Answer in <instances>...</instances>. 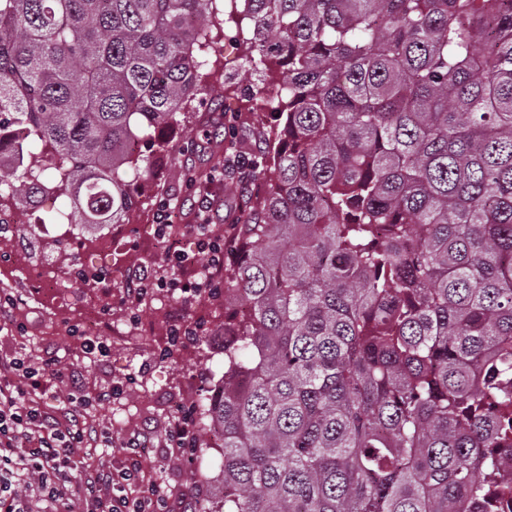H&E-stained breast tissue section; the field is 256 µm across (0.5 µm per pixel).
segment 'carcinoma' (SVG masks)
I'll return each instance as SVG.
<instances>
[{"label":"carcinoma","instance_id":"obj_1","mask_svg":"<svg viewBox=\"0 0 512 512\" xmlns=\"http://www.w3.org/2000/svg\"><path fill=\"white\" fill-rule=\"evenodd\" d=\"M234 24L255 96L223 468L192 512H512V0H0V200L123 224Z\"/></svg>","mask_w":512,"mask_h":512}]
</instances>
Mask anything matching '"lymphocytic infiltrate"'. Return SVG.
I'll list each match as a JSON object with an SVG mask.
<instances>
[{"instance_id": "f902f5d3", "label": "lymphocytic infiltrate", "mask_w": 512, "mask_h": 512, "mask_svg": "<svg viewBox=\"0 0 512 512\" xmlns=\"http://www.w3.org/2000/svg\"><path fill=\"white\" fill-rule=\"evenodd\" d=\"M196 198L197 244L208 255L197 279H183V268L194 259L173 246L164 266L142 270L127 283L130 295L160 288L178 301L222 290L224 240L210 231L214 201L203 191ZM65 376L55 357L41 364L20 354L0 357V512H30L33 498L41 502V512H175L158 483L143 475L140 439L127 441L120 465L78 464L76 449L111 447L112 435L89 421L85 395L56 402L55 386Z\"/></svg>"}]
</instances>
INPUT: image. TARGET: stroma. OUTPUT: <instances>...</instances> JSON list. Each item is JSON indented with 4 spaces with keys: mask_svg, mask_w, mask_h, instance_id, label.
Segmentation results:
<instances>
[{
    "mask_svg": "<svg viewBox=\"0 0 512 512\" xmlns=\"http://www.w3.org/2000/svg\"><path fill=\"white\" fill-rule=\"evenodd\" d=\"M211 58L215 65L205 89L191 102V118L168 132L172 148L158 157L151 176L139 191L140 204L128 224L142 247L136 251L105 253L94 233L81 234L79 242L52 245L35 242V252L56 265L65 285L77 294L85 288L78 275L81 266L93 263L156 268L164 257L153 244L157 240L156 209L160 200H170L173 223L181 227L180 245L195 253L197 238L192 227L193 198L186 188L188 171L201 166L204 155L198 141L212 135L223 120L237 124L235 149L258 152L260 144L250 128L237 119V110L253 91V77L242 58L239 34L228 25L214 30ZM233 81L235 93L225 94V81ZM26 299L18 312L24 332L0 340V355L21 352L32 359L59 356L62 364L75 371L84 391L108 385L121 392L108 404L92 405L89 413L110 426L112 463L123 459V444L133 437L148 438L151 449L143 456L148 477L159 482L165 496L173 501L185 497L187 489L207 494L222 463L220 449L211 447L212 436L204 424L203 400L224 376V321L237 309L235 300L216 297L206 313H198L195 300L172 308L166 296L156 294L150 301L135 302L126 294L122 275L112 277L111 286L90 295L87 310H62L35 296ZM102 312L106 320L126 324L129 329L151 330L150 341L140 338L106 336L110 353L93 357L85 352L86 336L81 322L86 311ZM183 323L197 328L196 336L176 343L172 329ZM191 417L198 446L176 454L167 444L166 432L178 414Z\"/></svg>",
    "mask_w": 512,
    "mask_h": 512,
    "instance_id": "1",
    "label": "stroma"
}]
</instances>
